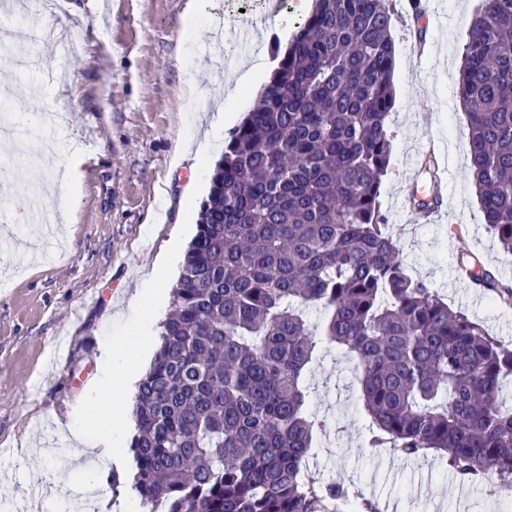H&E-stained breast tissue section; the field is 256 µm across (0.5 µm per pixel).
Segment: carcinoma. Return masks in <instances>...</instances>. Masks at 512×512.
<instances>
[{"mask_svg": "<svg viewBox=\"0 0 512 512\" xmlns=\"http://www.w3.org/2000/svg\"><path fill=\"white\" fill-rule=\"evenodd\" d=\"M392 27L389 0H315L231 132L133 405L131 477L149 512H331L346 498L307 474L325 422L305 375L325 346L358 363L367 448L432 452L512 490L499 400L512 346L407 274L381 211ZM456 97L486 226L512 254V0H483ZM458 262L498 293L474 257Z\"/></svg>", "mask_w": 512, "mask_h": 512, "instance_id": "carcinoma-1", "label": "carcinoma"}]
</instances>
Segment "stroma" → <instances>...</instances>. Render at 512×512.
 Returning <instances> with one entry per match:
<instances>
[{"mask_svg": "<svg viewBox=\"0 0 512 512\" xmlns=\"http://www.w3.org/2000/svg\"><path fill=\"white\" fill-rule=\"evenodd\" d=\"M292 0H212L195 41L181 39L189 0H65L63 11L11 20L9 55L35 54L37 66L13 77L7 96L20 126L43 129L55 115V152L41 164L17 162L0 141V176L29 194L58 174L71 153L93 142L81 203L67 216V189L45 207L49 224H9L0 251V497L10 512H61L79 475L67 446L52 447L55 418L84 408L103 345L120 338L126 304L158 256L171 247L188 184L199 185L190 216L206 200L224 154L216 143L200 174L177 163L190 134L204 135L216 112L191 101L186 81L225 85L233 70L211 56L214 34L236 54L244 36L279 46L276 12ZM396 49L392 152L381 208L408 274L424 280L452 309L512 342V302L492 301L455 273L460 254L475 255L512 287V255L486 229L469 173L468 118L456 99L463 46L481 0H390ZM447 146L442 216L423 224L401 208L416 151L428 140ZM354 359L323 352L308 373L310 406L326 422L307 461L315 477L345 480L385 512H512V493L488 481L466 483L435 456L401 458L365 448L369 419L360 404ZM131 457L101 468V489L146 512L129 476Z\"/></svg>", "mask_w": 512, "mask_h": 512, "instance_id": "stroma-1", "label": "stroma"}]
</instances>
